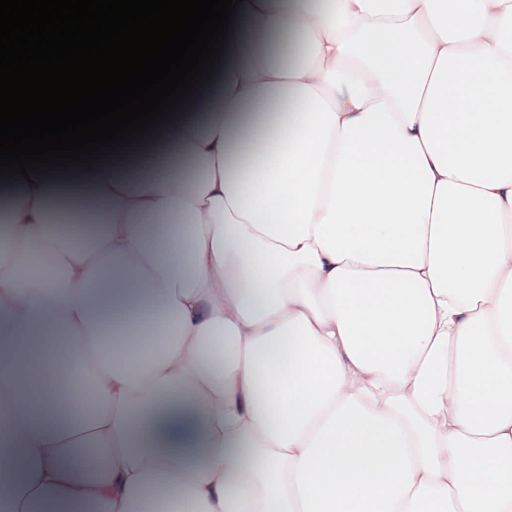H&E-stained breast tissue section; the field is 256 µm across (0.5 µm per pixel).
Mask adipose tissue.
Masks as SVG:
<instances>
[{"label":"adipose tissue","instance_id":"adipose-tissue-1","mask_svg":"<svg viewBox=\"0 0 512 512\" xmlns=\"http://www.w3.org/2000/svg\"><path fill=\"white\" fill-rule=\"evenodd\" d=\"M208 90L0 183V512H512V0H244Z\"/></svg>","mask_w":512,"mask_h":512}]
</instances>
